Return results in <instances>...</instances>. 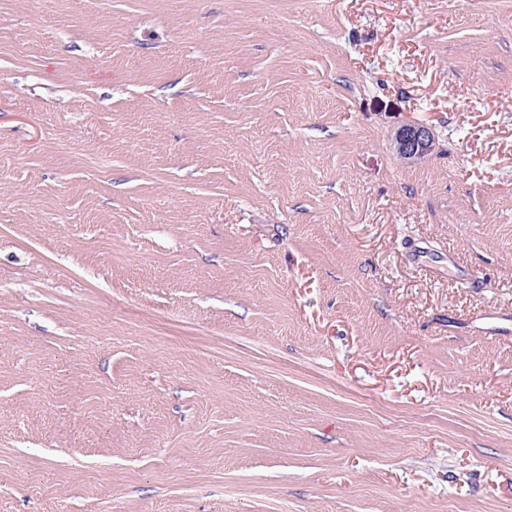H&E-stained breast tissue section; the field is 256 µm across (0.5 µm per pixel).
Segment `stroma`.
I'll use <instances>...</instances> for the list:
<instances>
[{
  "label": "stroma",
  "instance_id": "35a3bbf8",
  "mask_svg": "<svg viewBox=\"0 0 512 512\" xmlns=\"http://www.w3.org/2000/svg\"><path fill=\"white\" fill-rule=\"evenodd\" d=\"M0 512H512V0H0ZM433 142V132L430 127L409 125L397 132L395 148L403 160L415 163L427 155Z\"/></svg>",
  "mask_w": 512,
  "mask_h": 512
}]
</instances>
